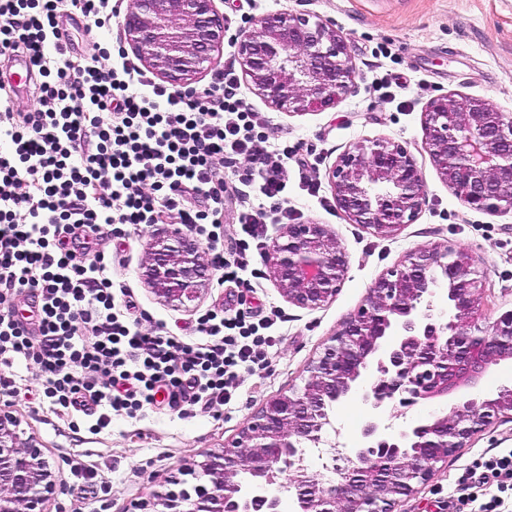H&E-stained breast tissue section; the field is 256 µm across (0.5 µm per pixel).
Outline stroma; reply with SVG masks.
Wrapping results in <instances>:
<instances>
[{"mask_svg": "<svg viewBox=\"0 0 512 512\" xmlns=\"http://www.w3.org/2000/svg\"><path fill=\"white\" fill-rule=\"evenodd\" d=\"M230 35L208 71L194 88L207 87L224 68L238 66L233 32L253 19L285 11L317 17L347 36L355 64L354 86L336 105L285 112L255 92L248 78L241 91L261 118L265 148L288 144L312 162L305 174L288 170V207L297 223L327 225L346 252L348 272L335 299L316 310L300 308L283 296L265 268L263 253H253L259 269L255 297L275 312L265 369L241 377L239 396L231 408L216 405L190 416L168 404L144 409L137 417H113L94 431L93 418L80 413L57 414L42 393L43 377L34 362L0 364V410L17 417L21 437L35 438L53 471L57 488L46 512H138V504L181 479L184 464L202 460L235 440L269 399L302 385L308 367L330 338L364 304L370 287L411 251L436 245L465 250L478 270L483 288L478 323L488 327L512 310V213L467 208L433 166L423 147V116L428 103L442 95L487 99L512 113V0H215ZM405 74L397 96L383 94L374 78L379 69ZM389 138L407 146L426 180L427 202L418 219L392 238H383L349 223L328 182V170L353 144ZM240 161L218 169L224 178V249L232 251L239 234L244 195L238 182ZM318 183L309 194L305 180ZM173 220L162 224H129L126 246L112 262V276L124 281L144 311L142 332L157 324L192 335L197 317L208 310L232 315L240 310L241 290L218 284L208 270L195 307L176 308L162 302L145 277L156 245L166 239ZM367 408L358 398L337 405L334 423L341 430L339 448L350 458L360 444ZM512 448V419L500 418L473 435L465 448L438 463L429 479L395 506V512H478L489 498L502 499V512H512V491L488 481L468 488L460 477L479 454ZM83 475H74V464Z\"/></svg>", "mask_w": 512, "mask_h": 512, "instance_id": "stroma-1", "label": "stroma"}]
</instances>
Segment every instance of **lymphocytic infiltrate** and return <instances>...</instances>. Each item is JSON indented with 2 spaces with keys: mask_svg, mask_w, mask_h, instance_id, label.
Masks as SVG:
<instances>
[{
  "mask_svg": "<svg viewBox=\"0 0 512 512\" xmlns=\"http://www.w3.org/2000/svg\"><path fill=\"white\" fill-rule=\"evenodd\" d=\"M77 11L111 26L112 0H0V56L25 54L38 74V107L16 119L0 101V290L37 295L38 319L0 312V362L39 365L44 393L59 411L136 417L166 394L192 413L231 405L241 372L262 365L276 343L269 317L248 310L203 314L192 343L167 325L138 328L131 297L114 301L112 255L104 239L122 225L176 216L204 241L220 282L251 288L244 254L285 205L288 171L261 145L260 119L227 72L206 88L172 90L128 63L121 46L72 59L59 27ZM243 159L241 183L257 203L239 215L242 257L227 258L222 234L224 181L214 164ZM94 254L93 262L83 257Z\"/></svg>",
  "mask_w": 512,
  "mask_h": 512,
  "instance_id": "obj_1",
  "label": "lymphocytic infiltrate"
}]
</instances>
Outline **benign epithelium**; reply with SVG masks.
Here are the masks:
<instances>
[{
  "label": "benign epithelium",
  "mask_w": 512,
  "mask_h": 512,
  "mask_svg": "<svg viewBox=\"0 0 512 512\" xmlns=\"http://www.w3.org/2000/svg\"><path fill=\"white\" fill-rule=\"evenodd\" d=\"M124 43L160 79L186 85L207 69L224 43L215 0H130L119 20ZM239 63L254 89L288 112L336 104L354 67L347 38L322 20L282 12L259 17L236 35ZM427 153L468 208L512 212V115L482 98L442 95L424 112ZM348 220L389 237L426 205L424 176L408 148L377 138L344 151L328 171ZM203 247L181 228L152 253L146 279L165 303L188 308L198 298ZM270 276L288 300L315 310L341 288L348 269L324 224H285L265 252ZM481 281L468 253L414 250L369 289L365 304L331 337L303 385L269 399L239 437L193 462L205 479L192 490L153 494L150 512H280L278 479L289 471L295 512H393L436 464L466 446L493 420L512 416V385L468 394L450 412L395 435L381 415L441 401L475 386L486 371L512 360V311L491 328L477 325ZM352 394L368 409L351 465L319 480L300 465L318 446L329 410ZM55 474L32 439L0 412V512H45Z\"/></svg>",
  "instance_id": "obj_1"
}]
</instances>
